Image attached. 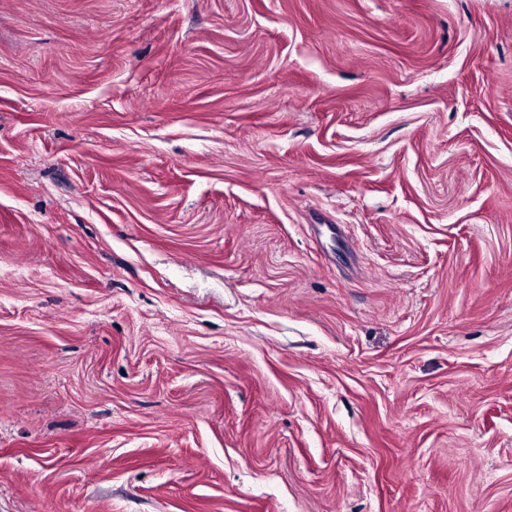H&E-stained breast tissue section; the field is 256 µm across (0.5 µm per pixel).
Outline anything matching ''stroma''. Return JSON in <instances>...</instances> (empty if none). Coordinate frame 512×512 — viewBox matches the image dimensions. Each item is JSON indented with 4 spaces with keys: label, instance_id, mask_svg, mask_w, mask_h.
<instances>
[{
    "label": "stroma",
    "instance_id": "1",
    "mask_svg": "<svg viewBox=\"0 0 512 512\" xmlns=\"http://www.w3.org/2000/svg\"><path fill=\"white\" fill-rule=\"evenodd\" d=\"M0 512H512V0H0Z\"/></svg>",
    "mask_w": 512,
    "mask_h": 512
}]
</instances>
